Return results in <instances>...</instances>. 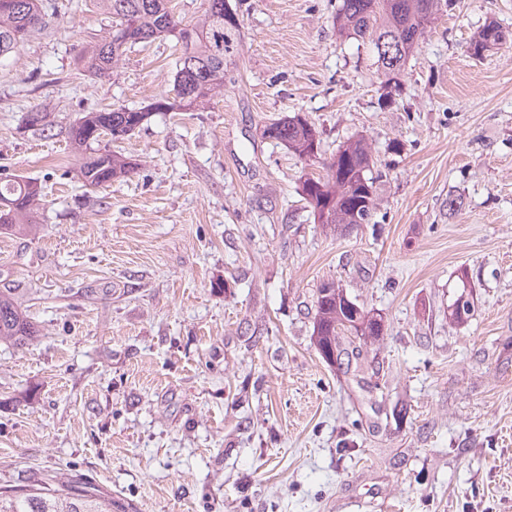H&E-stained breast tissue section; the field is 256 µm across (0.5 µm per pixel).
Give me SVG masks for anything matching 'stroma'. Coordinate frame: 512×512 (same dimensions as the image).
I'll return each instance as SVG.
<instances>
[{
  "instance_id": "1",
  "label": "stroma",
  "mask_w": 512,
  "mask_h": 512,
  "mask_svg": "<svg viewBox=\"0 0 512 512\" xmlns=\"http://www.w3.org/2000/svg\"><path fill=\"white\" fill-rule=\"evenodd\" d=\"M52 2L0 61V178L44 192L31 232L0 234V289L38 328L0 341V487L58 474L128 512H512V42L467 52L485 22L512 31V0H458L387 108L337 0H229L223 94L111 143L139 167L100 190L68 131L172 93L174 42L100 80L79 59L110 19ZM37 104L44 132L25 125ZM295 115L322 158L367 140L371 223H314L299 183L320 165L263 134ZM326 282L382 320L358 369L314 345ZM460 284L458 292L451 298L448 304V319L451 323L460 326L466 324L473 316V302L470 301L471 293L467 288H471L466 274L463 272L458 277ZM472 302V303H471Z\"/></svg>"
}]
</instances>
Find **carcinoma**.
<instances>
[{"instance_id":"carcinoma-1","label":"carcinoma","mask_w":512,"mask_h":512,"mask_svg":"<svg viewBox=\"0 0 512 512\" xmlns=\"http://www.w3.org/2000/svg\"><path fill=\"white\" fill-rule=\"evenodd\" d=\"M171 0H99L104 14L112 18L108 39L81 57L83 68L98 79H112V69L126 47L149 43L159 37L175 41V97L161 95L141 111L119 106L87 112L69 129L75 149L84 154L79 175L91 189L102 188L127 176L136 163L112 153L109 147L94 149L100 136L123 140L141 126L152 112L190 109L224 89V41L237 31L235 13L226 0H205L202 14L186 22L169 6ZM455 7V0H340L336 9L339 36L353 38L368 48L381 81L380 105H390L401 94L406 64L427 29L439 14ZM44 0H0V59L15 53L33 31L47 24ZM512 37V32L490 21L471 37L467 52L475 59ZM48 114L33 107L26 125L45 131ZM264 135L288 146L300 159H320V138L316 128L299 116L281 119L266 127ZM326 174L308 175L301 193L311 208L314 222L335 230L352 224H369L375 210L374 162L364 138L339 146L323 163ZM42 201V187L29 179L0 180V232L20 234L35 223ZM458 292L448 304V319L460 326L473 316L470 282L458 276ZM351 330L363 342L378 338L380 320L369 317L343 289L326 283L318 289L314 340L322 356L332 362L354 353L342 346L341 333ZM37 329L20 309L10 288L0 289V341L24 345ZM112 496L89 489L61 476H50L33 484L0 488V512H115Z\"/></svg>"}]
</instances>
